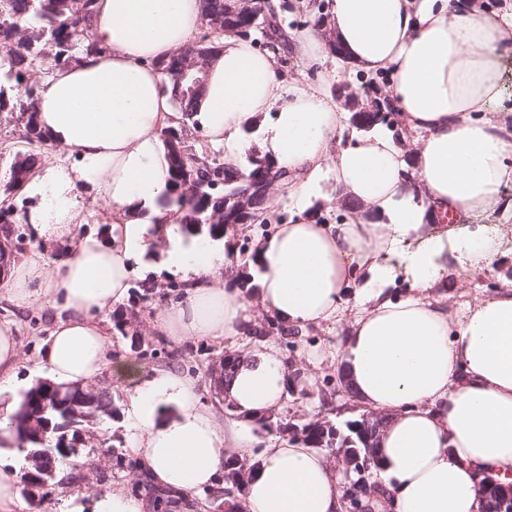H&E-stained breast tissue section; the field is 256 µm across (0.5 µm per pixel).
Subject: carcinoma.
<instances>
[{"mask_svg":"<svg viewBox=\"0 0 512 512\" xmlns=\"http://www.w3.org/2000/svg\"><path fill=\"white\" fill-rule=\"evenodd\" d=\"M95 0H0V72L13 81L5 87L0 84V114L5 121L18 128V138L27 145V152L18 154L10 164L4 192L12 195L19 192L27 175L35 165L37 155L49 142L36 120L35 100L38 87L29 83L35 65L49 70L78 63L82 56L97 49L89 36V21ZM205 17L213 23L224 22V0H203ZM215 51L220 48L218 40L203 45L196 41L160 65L162 71H180L184 62L195 57L203 48ZM205 71L190 70L184 76L174 103H190L202 90ZM183 149L191 156L205 161L203 167L185 168L168 164L167 193L163 205L175 206L183 211L181 229L188 235L218 240L224 238L229 224H242L244 219L224 212V197L245 186L248 181L263 177L264 170L253 163L259 156L270 162L274 158L252 149L243 161L231 165L224 160V148L206 142L189 140ZM212 180L221 182L216 192L204 189V194L187 195L183 187L193 181ZM238 358L223 355L213 362L211 375L214 394L224 393V379L229 376ZM62 389L59 405H50L41 412L42 386L29 389L12 419L19 447L35 448L38 441L30 438L23 426L34 416L41 415L51 427L65 423L67 402L79 398L96 412L103 421L117 412L112 393L107 389L58 385ZM254 472V464L245 455L230 457L224 465L223 481L219 486L203 491L219 495V500L229 503L228 512H242L239 501L245 483ZM153 493L154 512H172L174 504L170 491L150 487Z\"/></svg>","mask_w":512,"mask_h":512,"instance_id":"obj_1","label":"carcinoma"}]
</instances>
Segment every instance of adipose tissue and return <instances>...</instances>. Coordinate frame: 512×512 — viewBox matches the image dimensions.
<instances>
[{"label":"adipose tissue","instance_id":"adipose-tissue-1","mask_svg":"<svg viewBox=\"0 0 512 512\" xmlns=\"http://www.w3.org/2000/svg\"><path fill=\"white\" fill-rule=\"evenodd\" d=\"M331 25L347 63L386 78L404 131L420 135L414 159L386 129L360 134L321 85L286 88L279 54L226 36L190 113L176 110L159 68L205 24L203 0H96L89 32L99 49L55 69L36 101L40 128L61 154L30 174L24 221L35 246L12 259L0 302L26 310L46 301L37 369L86 386L104 370L130 384L132 450L151 480L192 501L211 488L231 455L256 468L242 492L245 512H342L340 472L306 442L258 443L256 418L279 411L288 369L272 345L224 383L238 417L200 402V381L177 368L146 369L113 357L106 329L127 296L132 264L151 235L166 242L163 268L185 282L155 318L156 335L235 342L249 302L228 287L229 252L185 241L166 194L165 131L199 124L227 154L263 112L276 113L262 143L287 168L298 214L256 237L253 263L262 315L284 327H340L339 369L352 398L387 413L373 472L395 512H481L478 473L512 468V287L449 312L433 289L447 277L489 271L504 246L498 226H471L489 212L512 217V101L501 77L512 57V0L486 11L478 0H331ZM351 214L325 224L305 217L326 180ZM110 222V238L75 236L83 188ZM458 212L456 227L435 222ZM66 245L49 264L46 249ZM410 285L398 298L389 288ZM357 309L345 313L346 295ZM21 346L0 321V446L24 390L15 380Z\"/></svg>","mask_w":512,"mask_h":512}]
</instances>
